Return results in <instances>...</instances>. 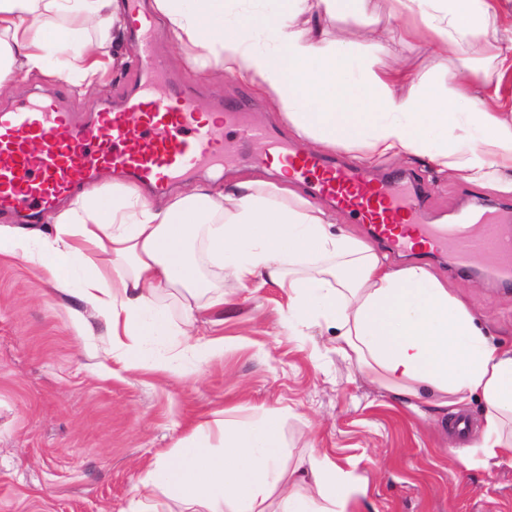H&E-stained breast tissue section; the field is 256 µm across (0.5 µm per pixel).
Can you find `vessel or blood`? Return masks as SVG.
<instances>
[{"label": "vessel or blood", "instance_id": "b4317fda", "mask_svg": "<svg viewBox=\"0 0 512 512\" xmlns=\"http://www.w3.org/2000/svg\"><path fill=\"white\" fill-rule=\"evenodd\" d=\"M151 18L137 24L138 88L120 105L102 103L83 123L53 97L0 108V211L43 213L107 171L127 175L148 191L169 190L193 169L213 168L229 151L228 132L264 143L290 174L370 225L375 238L399 251H444L465 257L485 250L504 279H512V237L499 217L486 224H434L417 183L375 176L337 158L283 143L274 132L244 123L240 107L222 116L200 112L187 80L169 78L156 59Z\"/></svg>", "mask_w": 512, "mask_h": 512}]
</instances>
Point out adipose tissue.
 <instances>
[{"label":"adipose tissue","instance_id":"obj_1","mask_svg":"<svg viewBox=\"0 0 512 512\" xmlns=\"http://www.w3.org/2000/svg\"><path fill=\"white\" fill-rule=\"evenodd\" d=\"M239 0H155L178 41L204 68H218L274 94L289 121L321 149H356L363 163L422 155L440 171L512 192V115L491 109L501 85L480 70L448 72L454 97L411 88L402 67L357 58L342 16L373 14L379 0H272L268 11ZM407 16L402 36L419 32L432 49L487 38L500 72L512 73V23L501 0H386ZM121 39L124 0H0V87L31 73L52 74L61 59L76 89L101 81L110 64L85 34ZM406 94H396V87ZM331 214L304 196L259 179L223 192L197 185L155 205L137 187L84 192L48 224H0V255L18 256L56 287L74 289L82 311L107 329L114 362L171 372L185 354L206 361L224 341L190 343L192 317L224 306V285L258 279L285 289L286 317L332 330L357 371L407 401L436 407L484 400L475 446L483 461L512 458V348L494 344L467 304L427 268H391L366 241L334 232ZM197 244L219 270L204 277ZM181 291L187 314L174 328L158 299ZM165 356L146 359L149 343ZM284 412L196 424L172 455L150 464L131 489L134 506L161 493L185 512H348L364 489L328 457L306 470L282 464Z\"/></svg>","mask_w":512,"mask_h":512}]
</instances>
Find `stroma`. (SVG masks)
Here are the masks:
<instances>
[{
  "label": "stroma",
  "instance_id": "1",
  "mask_svg": "<svg viewBox=\"0 0 512 512\" xmlns=\"http://www.w3.org/2000/svg\"><path fill=\"white\" fill-rule=\"evenodd\" d=\"M400 17L380 10L372 18H337L355 32L359 55L407 69L416 84L449 93L448 71L469 62L497 77L495 61L476 41L442 54L421 42L394 39ZM130 59L110 68L102 83L78 94L62 76H30L0 93L10 105L38 94H60L70 112L86 116L104 99L119 102L139 79L140 43L128 30ZM157 52L169 76L190 74L197 105L218 109L243 102L252 123L271 126L288 140L297 134L280 105L236 78L197 72L188 51L165 27ZM263 146L247 144L223 170L190 175L193 183L223 185L258 174L279 183L257 162ZM372 174H414L425 205L439 223H478L487 211L512 216V192L439 173L423 156L373 165ZM494 336L512 348V283L489 272L488 261L469 260L459 271L447 254L428 262ZM288 299L254 280L232 295L223 312L196 315L199 342L220 337L224 354L202 367L160 374L125 370L106 356L108 338L93 314V336L83 343L71 312L76 296L55 289L26 261L0 255V512H128L130 488L157 456L215 412L240 418L280 408L285 465L310 453L327 456L367 486L355 512H512V462L459 472L453 450L468 444L448 427L449 410L428 403L410 407L357 373L336 350L330 331L286 322Z\"/></svg>",
  "mask_w": 512,
  "mask_h": 512
}]
</instances>
